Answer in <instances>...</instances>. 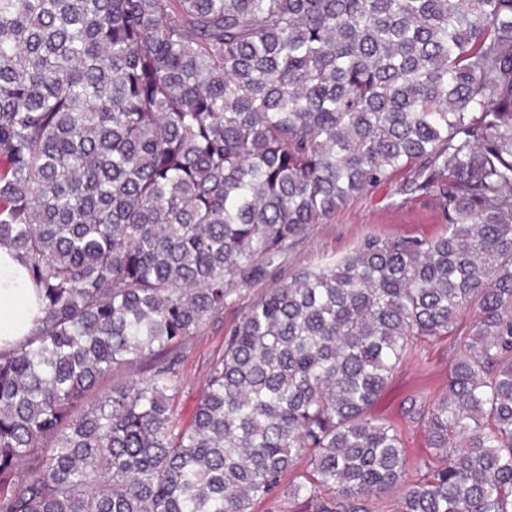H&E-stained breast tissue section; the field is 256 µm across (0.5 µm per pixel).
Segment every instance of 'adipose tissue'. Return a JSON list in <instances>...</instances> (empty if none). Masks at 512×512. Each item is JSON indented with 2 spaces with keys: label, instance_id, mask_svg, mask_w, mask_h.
Returning a JSON list of instances; mask_svg holds the SVG:
<instances>
[{
  "label": "adipose tissue",
  "instance_id": "ef3b65f1",
  "mask_svg": "<svg viewBox=\"0 0 512 512\" xmlns=\"http://www.w3.org/2000/svg\"><path fill=\"white\" fill-rule=\"evenodd\" d=\"M39 315L35 292L13 248L0 245V348L32 336Z\"/></svg>",
  "mask_w": 512,
  "mask_h": 512
}]
</instances>
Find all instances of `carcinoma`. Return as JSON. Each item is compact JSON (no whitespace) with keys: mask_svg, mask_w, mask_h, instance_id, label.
Wrapping results in <instances>:
<instances>
[{"mask_svg":"<svg viewBox=\"0 0 512 512\" xmlns=\"http://www.w3.org/2000/svg\"><path fill=\"white\" fill-rule=\"evenodd\" d=\"M444 229L262 291L191 421L183 344L400 169ZM0 244L42 317L0 349V512H512V0H0ZM474 311L468 331L459 317ZM448 389L374 408L420 337ZM453 336L418 342L421 363L405 365L394 374L375 411L401 426L406 434L407 452L411 460L429 453L423 431L413 423L406 411L409 398L419 392L440 393L448 384V365L453 358ZM155 363L154 357H147L139 361L136 365L129 369H123L114 374L111 381L103 385V392L111 389L112 384H117L121 381H128L131 379H146L153 372V365ZM307 472V464L303 460H300L296 463L293 468V471L285 477L282 484V492L280 494V512H307L301 506V501L294 502L293 500L288 499V482L293 478L294 475H305Z\"/></svg>","mask_w":512,"mask_h":512,"instance_id":"1","label":"carcinoma"}]
</instances>
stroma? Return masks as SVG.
Segmentation results:
<instances>
[{"mask_svg": "<svg viewBox=\"0 0 512 512\" xmlns=\"http://www.w3.org/2000/svg\"><path fill=\"white\" fill-rule=\"evenodd\" d=\"M390 186L367 190L327 223L316 224L300 244L288 255L285 264L269 268L259 282L240 286L223 312L209 320L197 336L179 348L178 390L174 403L181 422H189L195 406L206 388L211 364L224 351L225 334L240 320L257 293L286 282L294 273L338 261L350 252L364 236L434 237L443 226L436 213L423 201L415 200L402 209H386ZM421 362L406 365L394 374L375 411L401 426L406 434L410 459L427 455L423 431L408 415L409 400L421 392L440 393L448 383V366L453 358L452 340L448 337L428 339L418 344Z\"/></svg>", "mask_w": 512, "mask_h": 512, "instance_id": "1", "label": "stroma"}]
</instances>
